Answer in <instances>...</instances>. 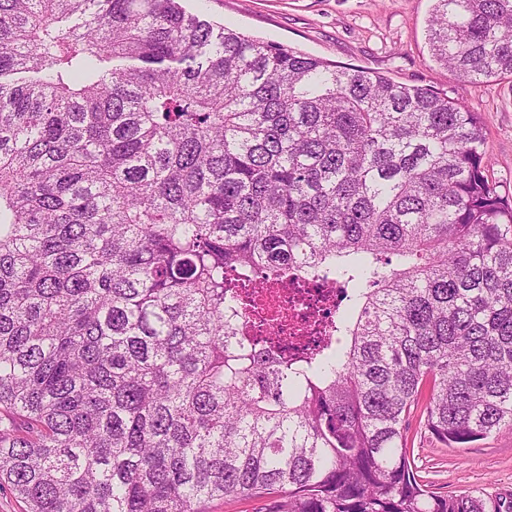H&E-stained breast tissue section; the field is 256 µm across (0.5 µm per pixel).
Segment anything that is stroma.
I'll use <instances>...</instances> for the list:
<instances>
[{"label": "stroma", "mask_w": 512, "mask_h": 512, "mask_svg": "<svg viewBox=\"0 0 512 512\" xmlns=\"http://www.w3.org/2000/svg\"><path fill=\"white\" fill-rule=\"evenodd\" d=\"M202 18L248 37L291 47L340 65L432 87L476 112L489 158L487 177L512 198V77L461 82L436 63L427 24L432 0H181ZM422 408L404 432L426 484L494 503L512 498V426L451 448L424 425Z\"/></svg>", "instance_id": "obj_1"}]
</instances>
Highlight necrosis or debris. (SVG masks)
<instances>
[{"mask_svg":"<svg viewBox=\"0 0 512 512\" xmlns=\"http://www.w3.org/2000/svg\"><path fill=\"white\" fill-rule=\"evenodd\" d=\"M248 304L239 324L260 348L280 345L317 349L329 336L346 291L335 280L297 269L282 273L262 266L248 280Z\"/></svg>","mask_w":512,"mask_h":512,"instance_id":"obj_1","label":"necrosis or debris"}]
</instances>
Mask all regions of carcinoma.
<instances>
[{
  "label": "carcinoma",
  "mask_w": 512,
  "mask_h": 512,
  "mask_svg": "<svg viewBox=\"0 0 512 512\" xmlns=\"http://www.w3.org/2000/svg\"><path fill=\"white\" fill-rule=\"evenodd\" d=\"M434 60L512 76V0H434ZM474 113L179 0H0V487L26 512H512L403 447L512 423V200ZM400 268L386 270L389 257ZM355 286L343 346L231 349L224 269ZM279 500L277 496L264 498L228 496L210 502L205 510L208 512H270L276 510Z\"/></svg>",
  "instance_id": "1"
}]
</instances>
